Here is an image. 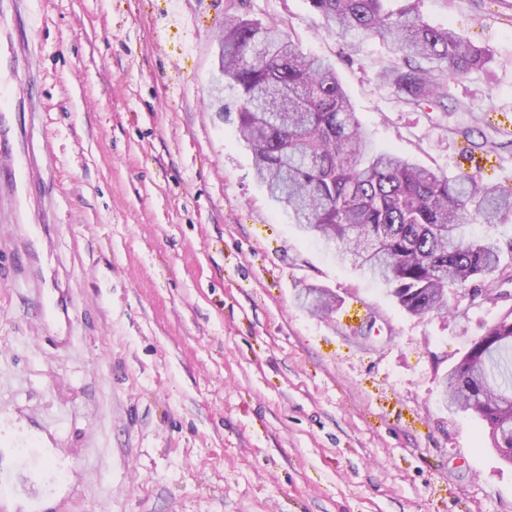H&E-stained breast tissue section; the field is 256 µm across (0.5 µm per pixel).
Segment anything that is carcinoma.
<instances>
[{"mask_svg": "<svg viewBox=\"0 0 512 512\" xmlns=\"http://www.w3.org/2000/svg\"><path fill=\"white\" fill-rule=\"evenodd\" d=\"M309 2L337 35L391 44L397 61L377 81L409 106L431 102L455 111L448 80L491 61L487 50L412 8L395 16L385 0ZM220 50L224 85L214 87V100L222 112L224 88L236 90L238 132L253 152L258 181L305 233L368 269L400 308L414 316L447 313L451 290L501 267L498 242L469 239L462 228L511 215L512 189L450 179L373 150L334 66L304 54L272 23L225 16ZM443 388L451 405L491 427L494 447L512 443L499 432L503 407L512 406V319L477 337Z\"/></svg>", "mask_w": 512, "mask_h": 512, "instance_id": "1", "label": "carcinoma"}]
</instances>
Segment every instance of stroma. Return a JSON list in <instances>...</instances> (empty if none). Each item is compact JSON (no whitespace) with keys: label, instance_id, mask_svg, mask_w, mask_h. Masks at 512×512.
Returning a JSON list of instances; mask_svg holds the SVG:
<instances>
[{"label":"stroma","instance_id":"obj_1","mask_svg":"<svg viewBox=\"0 0 512 512\" xmlns=\"http://www.w3.org/2000/svg\"><path fill=\"white\" fill-rule=\"evenodd\" d=\"M411 6L492 53L450 83L457 111L377 87L387 45L328 33L309 0H27L57 157L37 276L69 304L46 319L14 287L27 228L0 223V470L19 493L77 453L67 512H512V465L440 383L512 300L474 280L454 314L405 313L268 198L212 96L225 15L274 22L335 63L376 148L512 187V0L386 2ZM311 285L332 313L301 305Z\"/></svg>","mask_w":512,"mask_h":512}]
</instances>
